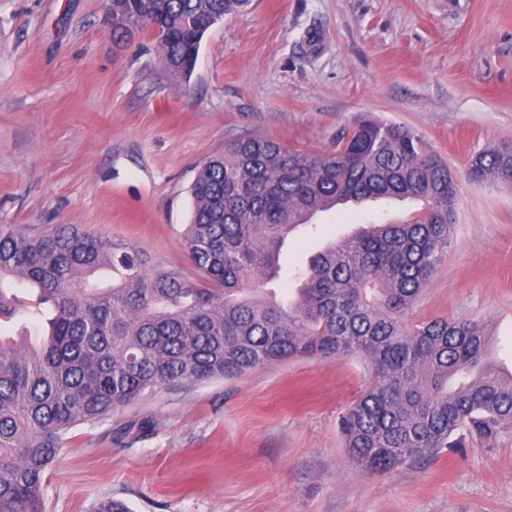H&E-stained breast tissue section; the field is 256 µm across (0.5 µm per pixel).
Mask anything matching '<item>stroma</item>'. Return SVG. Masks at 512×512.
Returning <instances> with one entry per match:
<instances>
[{
	"mask_svg": "<svg viewBox=\"0 0 512 512\" xmlns=\"http://www.w3.org/2000/svg\"><path fill=\"white\" fill-rule=\"evenodd\" d=\"M363 118L418 131L458 176L453 237L410 323L469 318L512 371V185L471 182V156L512 142V0H250L204 35L190 76L150 31L113 41L107 0H0V225L76 224L187 278L198 169L257 135L326 152ZM377 200L289 233L278 302L312 255L368 223L415 212ZM369 375L302 357L161 390L65 437L42 512H512V429L384 475L339 429ZM149 416L152 434L118 431Z\"/></svg>",
	"mask_w": 512,
	"mask_h": 512,
	"instance_id": "obj_1",
	"label": "stroma"
}]
</instances>
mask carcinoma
<instances>
[{
    "mask_svg": "<svg viewBox=\"0 0 512 512\" xmlns=\"http://www.w3.org/2000/svg\"><path fill=\"white\" fill-rule=\"evenodd\" d=\"M248 0H112V36L153 31L172 75H186L205 25ZM468 177L512 181V143L472 156ZM184 238L199 280L147 270L135 247L75 224L38 235L0 226V319L49 309L38 340L0 339V512H40L45 474L64 435L112 417L147 393L296 357L363 361L372 381L340 420L351 459L371 473L435 457L476 438L492 446L512 428V374L485 359L487 333L471 319L409 324L448 248L451 170L417 132L363 120L329 152L236 138L198 170ZM416 200L406 220L370 224L317 252L287 306L248 286L279 277V256L301 211L368 199ZM112 273V286L93 283ZM37 289L33 304L4 282ZM143 417L121 429L150 434Z\"/></svg>",
    "mask_w": 512,
    "mask_h": 512,
    "instance_id": "carcinoma-1",
    "label": "carcinoma"
}]
</instances>
